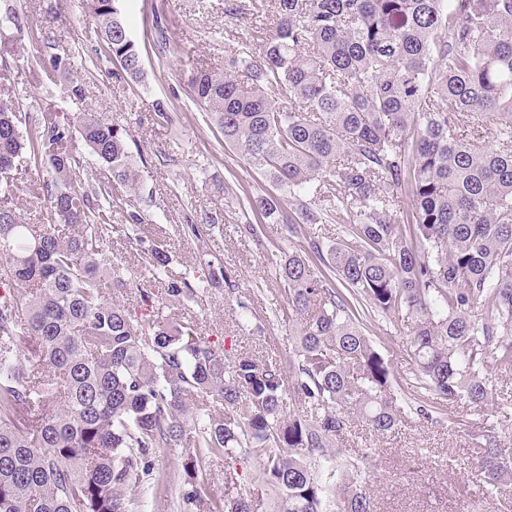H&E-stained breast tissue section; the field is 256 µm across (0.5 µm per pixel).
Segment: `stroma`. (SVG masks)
<instances>
[{"label": "stroma", "instance_id": "35a3bbf8", "mask_svg": "<svg viewBox=\"0 0 512 512\" xmlns=\"http://www.w3.org/2000/svg\"><path fill=\"white\" fill-rule=\"evenodd\" d=\"M18 6L26 52L43 36H50L59 50L74 55V75L85 89V101L70 98L64 80L50 73L33 79L27 66H19L8 90L24 112L50 108L72 115L93 106L108 119L126 123L131 148L139 150L143 189L132 209L147 214L140 234L166 240L175 272L196 270L202 257L236 271L240 291L236 302L224 299L215 288L185 301L177 315L195 322L204 340L232 342L239 351L279 358L294 344V328L282 310L285 297L265 260L268 246L288 247L278 224L262 227L260 238L241 234L251 216L242 211L238 196L269 189L266 177L224 144L187 86L189 71L198 65L214 70L224 67V57L251 41L250 24L225 14L224 0H125L131 32L140 48L142 81L113 77L111 65L98 58L97 22L84 12L81 0H0ZM166 28L170 48L159 54L153 39L157 28ZM165 108L172 120L156 116ZM229 193H218L219 184ZM218 216L219 231L197 241L185 237L183 225L197 224L205 216ZM264 320L266 331L256 335L246 329L245 313ZM370 333L389 356L400 385H407L412 359L406 328L397 317H374ZM484 425L495 426L501 443L512 450V375L500 377L497 394L487 411L461 403L428 420L409 412L390 434L367 437L343 448V455L364 462L367 488L377 512H460L471 500H489L491 512H512V487L485 498V475L468 437ZM182 450L161 449L157 468L171 484L166 492L141 483L132 493L134 512H186L178 488L186 475Z\"/></svg>", "mask_w": 512, "mask_h": 512}]
</instances>
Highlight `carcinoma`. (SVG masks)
<instances>
[{"label":"carcinoma","mask_w":512,"mask_h":512,"mask_svg":"<svg viewBox=\"0 0 512 512\" xmlns=\"http://www.w3.org/2000/svg\"><path fill=\"white\" fill-rule=\"evenodd\" d=\"M269 2L276 19L255 47L222 72L196 68L188 86L225 145L274 182L245 195L253 216L291 238L346 225L332 243L266 250L296 324L283 361L214 347L176 317L201 289L236 294L234 271L209 260L203 278L175 273L165 241L137 237L144 269L164 278L159 297L105 259L112 188L141 189L125 126L94 108L30 117L0 97V512H131L140 483L166 489L155 460L173 446L183 500L200 512H255L265 497L274 512H375L339 447L360 425L392 432L404 407L365 313L408 318L413 387L437 405L482 411L512 373V0ZM85 7L99 55L141 80L122 0ZM224 13L254 16L245 0ZM16 62L0 38L1 81ZM36 65L75 69L48 37ZM75 130L99 165L87 188ZM22 170L44 173L25 186L45 206L40 224L15 207ZM108 284L136 289L144 312L108 299ZM470 437L488 484L512 485L496 429ZM216 459L224 495L203 498L194 479ZM250 460L260 472L245 495L237 465Z\"/></svg>","instance_id":"1"}]
</instances>
